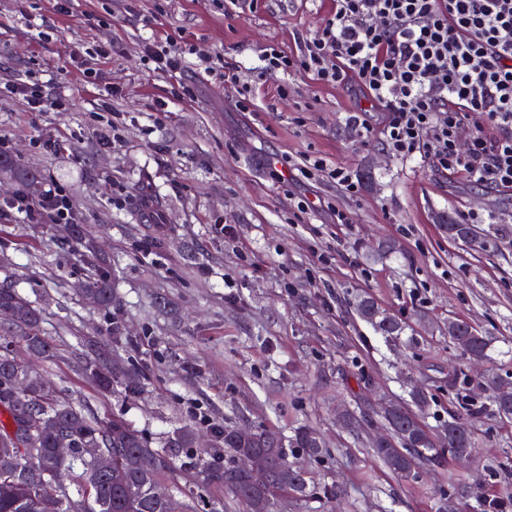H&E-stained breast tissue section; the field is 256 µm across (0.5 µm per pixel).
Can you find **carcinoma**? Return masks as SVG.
Masks as SVG:
<instances>
[{
  "mask_svg": "<svg viewBox=\"0 0 512 512\" xmlns=\"http://www.w3.org/2000/svg\"><path fill=\"white\" fill-rule=\"evenodd\" d=\"M0 170L29 187L33 178L20 169L8 155L0 154ZM448 237L459 241L473 251L483 248L484 239L471 224H448ZM86 263L92 268L85 291L96 297L99 304L108 307L114 300V289L98 259L90 240L83 242ZM357 315L378 333L393 338L404 332L401 319L381 309L368 296L355 302ZM0 319L20 332V339L30 351L49 356L53 347L39 331L41 309L21 296L13 288L0 287ZM448 341L472 358H483L488 350V340L470 322L453 319L448 321ZM80 369L86 378L103 389L112 388L116 375L100 356L81 357ZM20 377L32 383L29 394L14 399L5 398L13 378ZM38 376L22 364L15 353L11 336L0 337V441L21 430L22 411H31L52 417L60 429L71 439L77 452L65 463L53 458L57 432L34 431L23 447L27 453L22 460L0 456V512H74L71 504L84 502L82 512H167L171 496L168 478L183 484V504L186 512H198L204 501L207 487L192 482L187 469H196L206 476L207 483L224 488V492L242 502L247 512H272L275 503L288 495L311 497L302 470L288 462V450L303 448L318 456L323 452L319 434L305 425L297 428L292 437L283 439L277 432L265 428L253 430L254 441L244 443L232 434V427L216 431L224 444V456L209 461H187L180 466L173 454L178 448L193 447L196 432L178 428L167 435L161 446H151L149 438L132 428L125 420L114 417L108 422L95 416L87 407L59 395L38 393ZM428 405V396L421 390L410 392V400H388L381 412L389 439L371 445L374 455L395 476L409 479L415 473L416 461L423 459L434 466H441L447 457L460 452L475 450L471 421L491 413L512 419V384L491 382V392L485 400L475 403L459 395L457 411L450 415L444 427L448 440L437 442L427 425H418L420 412ZM101 448L112 454V480L90 481V467L78 449ZM242 448H254L269 454L270 463L277 473L279 483L274 489L259 486L244 477L231 476L235 457ZM53 475L67 488V495L59 503H47L38 495L40 478Z\"/></svg>",
  "mask_w": 512,
  "mask_h": 512,
  "instance_id": "obj_1",
  "label": "carcinoma"
}]
</instances>
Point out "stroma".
Segmentation results:
<instances>
[{
	"instance_id": "stroma-1",
	"label": "stroma",
	"mask_w": 512,
	"mask_h": 512,
	"mask_svg": "<svg viewBox=\"0 0 512 512\" xmlns=\"http://www.w3.org/2000/svg\"><path fill=\"white\" fill-rule=\"evenodd\" d=\"M113 0H76L60 18L46 0H0V81L33 76L69 99L66 112L27 111L21 98L0 97V146L40 183L67 187L76 224L0 222V286L40 303L41 332L55 347L40 372L58 391L102 419L127 420L152 440L190 426L206 434L224 425H263L291 436L302 425L322 435L326 454L292 459L335 498L294 497L277 512H438L439 492L484 512L512 496V422L486 414L472 422L470 466L418 463L408 480L373 458L367 430L336 418L344 407L376 415L386 398L410 387L429 397L425 424L448 418V374H466L483 396L491 377L512 378V194L478 187L385 146L384 115L344 85L295 75L287 93L259 78L258 51H295L298 33L315 31L332 0H134L106 24L88 12ZM156 18L155 30L140 22ZM49 36L30 39V17ZM181 37L224 56L251 84L253 105H237L239 84H214L195 56L169 77L140 61L151 35ZM115 47L102 63L122 123L97 121L95 97L80 72L88 47ZM193 99L155 109L177 83ZM365 109L375 128L356 136L346 124ZM57 148H47V141ZM350 171L348 193L296 169L309 159ZM289 160L287 180L277 161ZM312 202L300 212L298 201ZM349 223L334 220V210ZM498 227L481 250L449 239L443 220ZM223 232H216V225ZM92 240L105 258L116 300L103 309L82 290L87 266L80 244ZM393 254L376 253L380 240ZM405 321L385 340L353 309L360 296ZM471 322L491 340L485 359H466L448 341V321ZM119 357L139 378L137 392L99 390L75 368L89 345Z\"/></svg>"
}]
</instances>
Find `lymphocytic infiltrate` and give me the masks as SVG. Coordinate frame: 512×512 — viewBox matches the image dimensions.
<instances>
[{"label":"lymphocytic infiltrate","instance_id":"obj_1","mask_svg":"<svg viewBox=\"0 0 512 512\" xmlns=\"http://www.w3.org/2000/svg\"><path fill=\"white\" fill-rule=\"evenodd\" d=\"M322 26L298 35L289 53L274 44L259 55L262 73H298L326 85H346L377 103L389 150L420 157L434 168L496 190L512 191V0H333ZM198 55L206 73L238 80L219 54L170 37L143 44L154 72L180 74ZM21 97L29 111L64 112L65 98L39 81L0 82V96ZM492 133H485V126ZM472 135L459 149L464 128ZM28 224H73L77 205L51 183L39 197L19 194L0 204V217Z\"/></svg>","mask_w":512,"mask_h":512}]
</instances>
